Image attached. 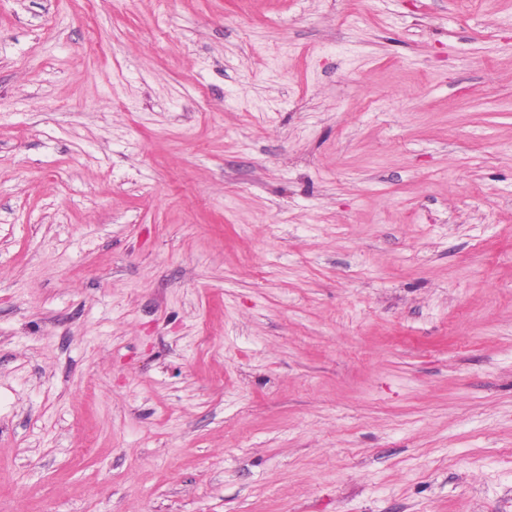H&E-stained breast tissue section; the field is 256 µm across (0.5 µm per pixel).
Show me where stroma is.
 Masks as SVG:
<instances>
[{"mask_svg":"<svg viewBox=\"0 0 512 512\" xmlns=\"http://www.w3.org/2000/svg\"><path fill=\"white\" fill-rule=\"evenodd\" d=\"M0 512H512V0H0Z\"/></svg>","mask_w":512,"mask_h":512,"instance_id":"35a3bbf8","label":"stroma"}]
</instances>
